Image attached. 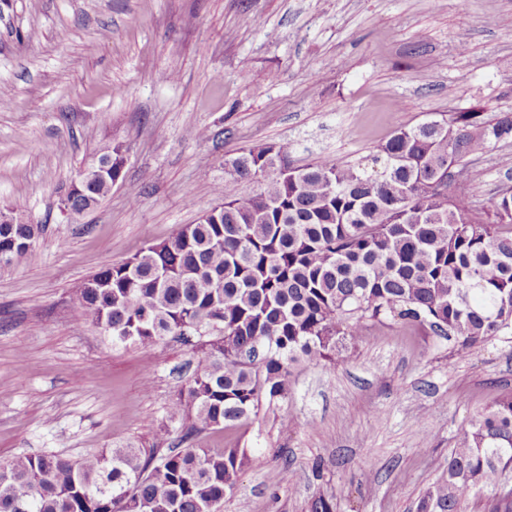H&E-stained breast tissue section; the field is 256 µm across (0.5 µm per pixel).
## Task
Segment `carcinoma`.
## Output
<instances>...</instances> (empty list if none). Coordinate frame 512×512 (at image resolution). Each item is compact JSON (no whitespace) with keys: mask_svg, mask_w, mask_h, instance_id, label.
Segmentation results:
<instances>
[{"mask_svg":"<svg viewBox=\"0 0 512 512\" xmlns=\"http://www.w3.org/2000/svg\"><path fill=\"white\" fill-rule=\"evenodd\" d=\"M512 140V113L472 108L396 129L372 155L381 170L324 158L288 162V145L256 144L232 160L216 217L186 226L78 287L85 321L114 344L191 346L197 368L169 407L183 439L246 423L261 400L288 396L300 360L334 363L369 326L402 324L464 349L512 330V187L492 209L466 191L470 156ZM112 177L83 176L76 212L112 191L118 147L97 157ZM261 175L257 188L237 191ZM40 234L11 211L0 267L34 252ZM249 462L236 445L126 444L73 461L53 454L0 462V512H216ZM512 393L458 437L415 512H460L475 489L484 512H512Z\"/></svg>","mask_w":512,"mask_h":512,"instance_id":"cac0c4a2","label":"carcinoma"}]
</instances>
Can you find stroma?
I'll return each mask as SVG.
<instances>
[{
  "label": "stroma",
  "mask_w": 512,
  "mask_h": 512,
  "mask_svg": "<svg viewBox=\"0 0 512 512\" xmlns=\"http://www.w3.org/2000/svg\"><path fill=\"white\" fill-rule=\"evenodd\" d=\"M0 209L42 225L0 267V461L168 446L191 347L116 345L71 294L219 205L231 161L285 143L302 166L369 162L400 127L512 113V0H0ZM123 177L95 209L61 199L108 147ZM473 203L512 186V141L474 161ZM512 391V334L460 349L371 327L345 362L295 367L287 399L208 429L250 464L221 512H414L459 430Z\"/></svg>",
  "instance_id": "stroma-1"
}]
</instances>
